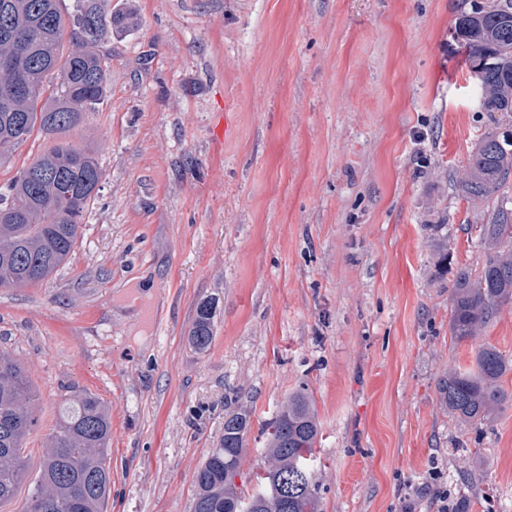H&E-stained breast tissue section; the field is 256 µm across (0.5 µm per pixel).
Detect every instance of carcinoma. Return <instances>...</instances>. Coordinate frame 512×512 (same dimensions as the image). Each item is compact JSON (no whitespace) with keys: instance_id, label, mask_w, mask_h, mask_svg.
Segmentation results:
<instances>
[{"instance_id":"cac0c4a2","label":"carcinoma","mask_w":512,"mask_h":512,"mask_svg":"<svg viewBox=\"0 0 512 512\" xmlns=\"http://www.w3.org/2000/svg\"><path fill=\"white\" fill-rule=\"evenodd\" d=\"M138 24L130 8L114 10L110 0H0V165L35 134L52 141L0 190V287H26L49 278L69 257L85 217L98 196L103 170L88 146L58 135L104 102L109 86L99 43L110 33ZM456 34L476 79L475 93L486 112H512V0L473 2L459 13ZM493 64L480 66L486 56ZM512 175V143L488 127L477 138L468 169L457 182L470 201L493 204L480 225L485 262L478 271L458 270L450 294V330L459 341L479 335L512 304V208L499 191ZM431 244L448 262L446 224H429ZM214 335V308L199 303L189 342L206 351ZM512 358L492 344L474 351L472 365L450 371L438 383L448 412L474 425L487 422L507 398L502 385ZM34 396L20 365L0 350V504L15 497L27 463L25 440L36 425ZM250 417L224 416V439L195 475L194 512H321L314 446L319 423L305 389L290 394L265 425L266 448L255 489L235 483L246 450ZM112 426L101 399L76 395L49 435L40 474L20 512H106L111 492L109 444Z\"/></svg>"}]
</instances>
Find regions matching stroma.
<instances>
[{"mask_svg":"<svg viewBox=\"0 0 512 512\" xmlns=\"http://www.w3.org/2000/svg\"><path fill=\"white\" fill-rule=\"evenodd\" d=\"M139 24L101 45L108 98L66 134L97 200L65 263L0 288V350L34 394L28 482L62 406L101 398L108 512H193L195 475L245 409L241 473L293 391L311 395L323 512H512V402L485 424L438 383L476 344L512 356V305L477 340L450 292L485 253L488 207L454 187L489 118L454 36L463 0H112ZM453 239L440 265L427 225ZM216 307L207 351L188 342ZM214 335V308L209 300L199 303L189 331V342L200 352L206 351Z\"/></svg>","mask_w":512,"mask_h":512,"instance_id":"stroma-1","label":"stroma"}]
</instances>
